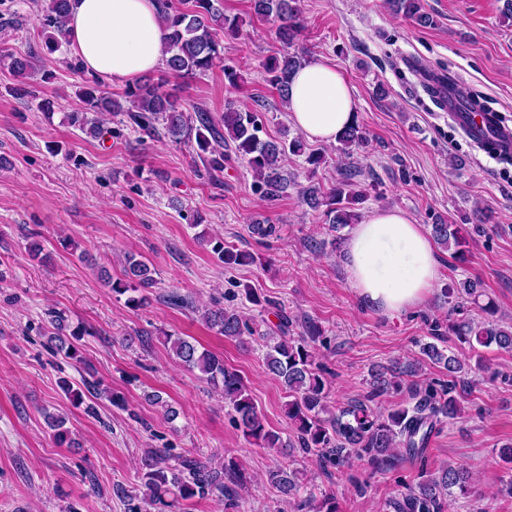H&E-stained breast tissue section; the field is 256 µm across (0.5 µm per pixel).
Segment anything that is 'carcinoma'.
Instances as JSON below:
<instances>
[{"label":"carcinoma","mask_w":512,"mask_h":512,"mask_svg":"<svg viewBox=\"0 0 512 512\" xmlns=\"http://www.w3.org/2000/svg\"><path fill=\"white\" fill-rule=\"evenodd\" d=\"M388 5L394 13L421 27L435 24L433 17L423 10L422 0H388ZM69 7V0H44V25L53 30L48 39L55 49L66 37ZM252 8L256 16L273 17L278 21L276 38L280 42L288 46L296 42L301 31V0H252ZM241 27L242 20L225 14L219 0H182L180 7L164 3L162 29L167 69L183 78H194L212 70L221 59L222 39L238 38ZM303 62V56L294 52L274 57L266 65L269 82L284 104L288 103L289 78ZM0 64L17 77L28 75L30 68L28 57L8 51L0 54ZM78 97L84 108L69 113L67 120L92 138H104L110 133L105 124L121 116L143 132L162 130L175 143L195 144L197 156L211 173L223 172L224 162L234 157L241 160L252 173L254 187L266 200H277L287 193L288 187L296 185L295 178L284 173L280 161L288 152H301V143L296 138H261L257 113L249 108H238L230 103L218 120L199 109L191 116L180 109L177 100L155 87H138L129 92V106L125 107L105 95L96 80L86 81L79 88ZM363 139V131L356 124L346 129L338 142L342 144L343 153L348 154L352 146ZM352 186L351 175L346 173L328 190L311 185L302 195L309 207L324 209L330 224L345 227L359 220V215L349 207L360 198L352 191ZM432 233L443 248L455 247L454 257L464 258L466 238L460 228L437 222L432 225ZM210 244L211 251L226 266H247L256 262L252 253L226 246L221 238L210 240ZM101 280L113 293L128 295L126 304L131 308L142 306L144 296L140 291L155 284L149 264L133 253L125 256L123 277L114 279L103 270ZM445 292L448 303L453 306L463 296L479 304L478 284L474 281L449 286ZM278 318V335L265 337V367L288 392L286 417L295 428L297 447L303 454L314 453L324 465L336 468L353 457L377 466L388 465L396 459L417 462L424 458L438 426L461 415L462 391L467 384L462 375L472 368L433 342L421 344V353L448 372V382L438 385L413 382L408 385L411 402L378 411L374 408L378 399L403 390L404 377L417 374L415 365L397 363L370 371L367 391L362 397L336 408L329 405L326 384L314 352V344L322 335L321 326L315 321H306L300 333L293 336L290 333L292 320L282 311ZM203 320L208 328L230 339L241 338L243 328L247 327V322L237 312L224 308L218 298L205 309ZM53 322L55 333L49 337L53 353L63 355L66 360L81 361L76 342L84 336L82 329H74L72 339L68 340L62 334L63 317L57 314ZM448 332L472 348L495 345L512 352V327L494 320L454 321L448 324ZM171 349L188 370H197L208 382L221 386L224 400L234 412V422L246 438L262 448L282 446L279 433L266 426L242 377L226 369L223 359L207 350H199L181 337L171 341ZM61 385L80 403L86 391L101 395V390L86 380L77 386L63 379ZM47 420L58 444L70 441L64 417L49 415ZM137 478L139 488L135 490L121 485L114 489L123 500L125 512H148L150 508L155 512H173L184 501L216 495L233 503L248 483L244 469L232 459L216 466L209 458L172 455L168 448L146 450L140 459ZM268 481L283 494L296 492L299 483L296 473L283 468L270 471ZM471 493L469 472L449 465L417 486L407 488L390 506L394 512H442L446 498L457 494L468 497Z\"/></svg>","instance_id":"cac0c4a2"}]
</instances>
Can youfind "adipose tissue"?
I'll use <instances>...</instances> for the list:
<instances>
[{
  "instance_id": "adipose-tissue-1",
  "label": "adipose tissue",
  "mask_w": 512,
  "mask_h": 512,
  "mask_svg": "<svg viewBox=\"0 0 512 512\" xmlns=\"http://www.w3.org/2000/svg\"><path fill=\"white\" fill-rule=\"evenodd\" d=\"M68 50L90 77L132 82L165 65L160 0H72ZM288 119L307 140L336 143L357 120L342 70L314 57L291 76ZM348 284L364 307L395 314L421 305L439 281L440 259L422 225L397 207L374 210L345 244Z\"/></svg>"
}]
</instances>
